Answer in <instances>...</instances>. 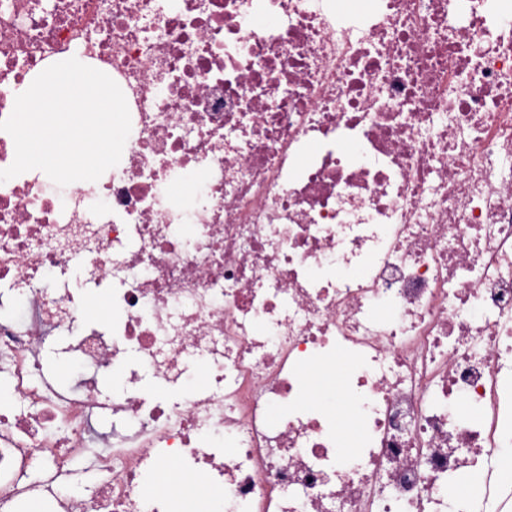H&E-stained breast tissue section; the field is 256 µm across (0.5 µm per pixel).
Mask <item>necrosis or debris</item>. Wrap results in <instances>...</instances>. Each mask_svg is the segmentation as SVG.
Instances as JSON below:
<instances>
[{"instance_id": "necrosis-or-debris-1", "label": "necrosis or debris", "mask_w": 512, "mask_h": 512, "mask_svg": "<svg viewBox=\"0 0 512 512\" xmlns=\"http://www.w3.org/2000/svg\"><path fill=\"white\" fill-rule=\"evenodd\" d=\"M75 49L131 132L67 207L0 183V282L31 306L0 317L30 406L0 413V512L32 453L64 475L106 418L99 494L62 512H165L140 485L171 462L223 512H512V0H0V121ZM79 288L117 318L86 323ZM52 332L121 386L33 383ZM317 361L347 369L351 454Z\"/></svg>"}]
</instances>
